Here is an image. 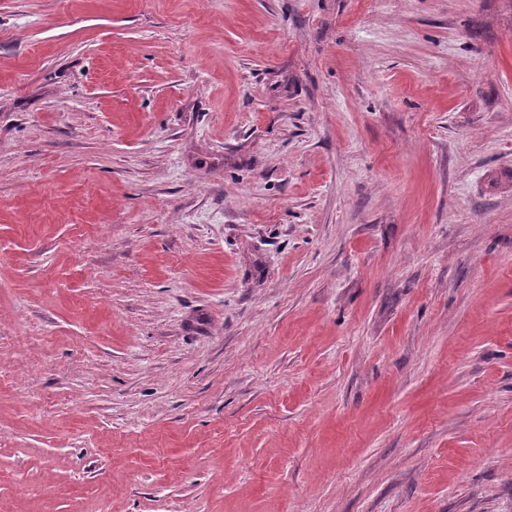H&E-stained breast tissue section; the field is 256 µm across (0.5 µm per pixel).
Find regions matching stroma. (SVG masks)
<instances>
[{
  "label": "stroma",
  "mask_w": 512,
  "mask_h": 512,
  "mask_svg": "<svg viewBox=\"0 0 512 512\" xmlns=\"http://www.w3.org/2000/svg\"><path fill=\"white\" fill-rule=\"evenodd\" d=\"M0 512H512V0H0Z\"/></svg>",
  "instance_id": "35a3bbf8"
}]
</instances>
